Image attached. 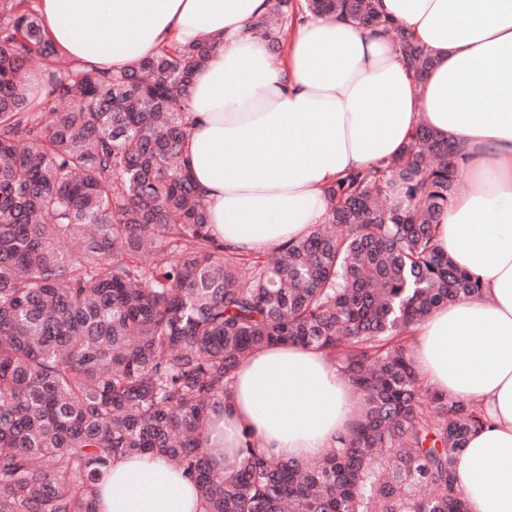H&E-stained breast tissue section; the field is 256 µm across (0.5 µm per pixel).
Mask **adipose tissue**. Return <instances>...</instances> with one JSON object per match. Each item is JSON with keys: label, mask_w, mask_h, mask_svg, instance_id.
I'll list each match as a JSON object with an SVG mask.
<instances>
[{"label": "adipose tissue", "mask_w": 512, "mask_h": 512, "mask_svg": "<svg viewBox=\"0 0 512 512\" xmlns=\"http://www.w3.org/2000/svg\"><path fill=\"white\" fill-rule=\"evenodd\" d=\"M378 2L430 50L424 80L386 34L331 15L295 24L274 58L253 32L268 0H41L40 10L68 57L107 72L207 37L213 50L192 79L183 160L212 236L232 251L268 256L307 236L323 221L327 187L399 154L418 124L452 142L465 180L438 217V240L485 296L435 311L412 346L432 388L479 401L489 418L455 464L469 512H512V0ZM354 418L335 361L285 344L240 366L208 439L228 476L245 443L315 458ZM99 512L202 506L190 477L134 457L105 475Z\"/></svg>", "instance_id": "1"}]
</instances>
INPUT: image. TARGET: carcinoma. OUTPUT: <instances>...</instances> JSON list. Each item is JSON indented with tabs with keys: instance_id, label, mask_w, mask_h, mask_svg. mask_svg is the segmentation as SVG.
<instances>
[{
	"instance_id": "obj_1",
	"label": "carcinoma",
	"mask_w": 512,
	"mask_h": 512,
	"mask_svg": "<svg viewBox=\"0 0 512 512\" xmlns=\"http://www.w3.org/2000/svg\"><path fill=\"white\" fill-rule=\"evenodd\" d=\"M271 51L297 15L391 36L423 79L433 59L375 0H269ZM208 40L107 74L49 38L39 0H0V512H97L120 457L195 479L204 512H468L456 457L480 404L428 387L411 332L482 295L438 245L458 186L453 146L419 125L390 160L326 192L325 220L265 258L224 249L182 163ZM44 98L26 92L31 63ZM328 353L361 401L324 455L247 446L211 466L209 415L254 350Z\"/></svg>"
}]
</instances>
